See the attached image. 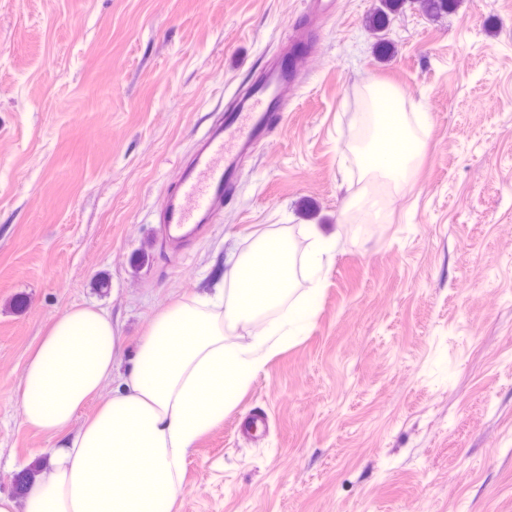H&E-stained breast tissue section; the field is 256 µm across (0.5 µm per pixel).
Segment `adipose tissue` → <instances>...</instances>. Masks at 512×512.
I'll return each instance as SVG.
<instances>
[{
    "instance_id": "ef3b65f1",
    "label": "adipose tissue",
    "mask_w": 512,
    "mask_h": 512,
    "mask_svg": "<svg viewBox=\"0 0 512 512\" xmlns=\"http://www.w3.org/2000/svg\"><path fill=\"white\" fill-rule=\"evenodd\" d=\"M378 110L392 137H372L366 159L406 176L426 138L389 103ZM290 260L286 240L258 238L221 294L192 293L161 309L125 369L111 313L66 308L29 353L14 399L21 425L48 437L47 462L23 497L0 494V512H173L198 437L223 422L312 310V295L290 297ZM263 312L270 321L253 331ZM230 336L240 344L228 345ZM92 400V415L77 421Z\"/></svg>"
}]
</instances>
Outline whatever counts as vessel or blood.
<instances>
[{"instance_id": "vessel-or-blood-1", "label": "vessel or blood", "mask_w": 512, "mask_h": 512, "mask_svg": "<svg viewBox=\"0 0 512 512\" xmlns=\"http://www.w3.org/2000/svg\"><path fill=\"white\" fill-rule=\"evenodd\" d=\"M308 2L306 22L296 29L285 60L251 86L241 107L204 134L189 171L168 193L160 224L171 246H181L192 231L217 221L224 188L237 173L240 160L259 150L270 129L282 123L288 102L281 88L300 74L314 52L313 31L333 0Z\"/></svg>"}]
</instances>
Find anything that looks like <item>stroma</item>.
<instances>
[{
	"instance_id": "35a3bbf8",
	"label": "stroma",
	"mask_w": 512,
	"mask_h": 512,
	"mask_svg": "<svg viewBox=\"0 0 512 512\" xmlns=\"http://www.w3.org/2000/svg\"><path fill=\"white\" fill-rule=\"evenodd\" d=\"M306 8L0 0V493L49 445L12 397L55 317L105 307L131 354L267 235L313 311L196 440L174 512H512V0H334L222 222L164 244L185 158ZM373 86L429 117L410 180L362 160ZM313 226L336 243L317 285Z\"/></svg>"
}]
</instances>
